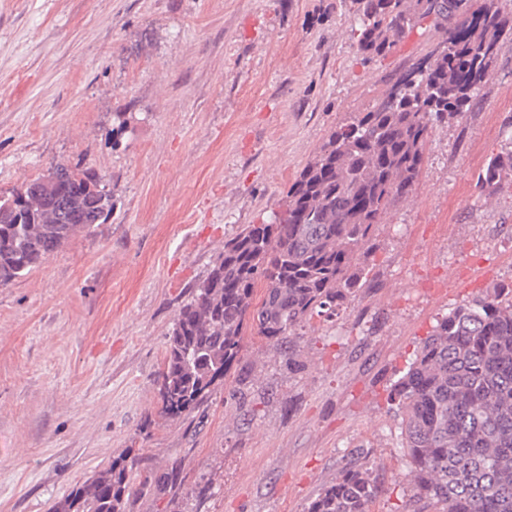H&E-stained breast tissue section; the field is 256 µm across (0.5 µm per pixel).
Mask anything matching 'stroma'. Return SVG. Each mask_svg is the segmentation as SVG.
I'll use <instances>...</instances> for the list:
<instances>
[{
	"instance_id": "stroma-1",
	"label": "stroma",
	"mask_w": 512,
	"mask_h": 512,
	"mask_svg": "<svg viewBox=\"0 0 512 512\" xmlns=\"http://www.w3.org/2000/svg\"><path fill=\"white\" fill-rule=\"evenodd\" d=\"M355 28L350 0H0V195L79 164L115 201L0 286V512H51L128 448L147 458L132 483H152L129 512H305L362 464L369 512H405L387 393L450 308L512 281V186L476 184L512 118L511 36L361 255L376 288L309 321L297 368L249 335L199 411L158 414L168 334L225 240L438 36L424 23L367 65ZM119 112L132 130L115 133Z\"/></svg>"
}]
</instances>
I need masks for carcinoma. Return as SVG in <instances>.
<instances>
[{
  "label": "carcinoma",
  "mask_w": 512,
  "mask_h": 512,
  "mask_svg": "<svg viewBox=\"0 0 512 512\" xmlns=\"http://www.w3.org/2000/svg\"><path fill=\"white\" fill-rule=\"evenodd\" d=\"M366 64L431 19L439 42L395 83L399 99L334 130L294 179L270 221L224 242L207 277L179 309L158 377L159 415L188 417L207 403L244 347V327L267 341L297 339L313 316L331 318L355 291L375 287L358 263L382 216L418 183L434 123L469 110L512 35V0H352ZM508 149L477 186L490 198L512 185ZM0 196V286L41 266L72 235L112 214V191L90 168L58 165ZM266 291L253 305L258 285ZM387 402L402 418L412 512H512V283L452 308L425 338ZM128 448L51 512H126L137 489ZM380 492L369 467L348 468L306 512H368Z\"/></svg>",
  "instance_id": "carcinoma-1"
}]
</instances>
